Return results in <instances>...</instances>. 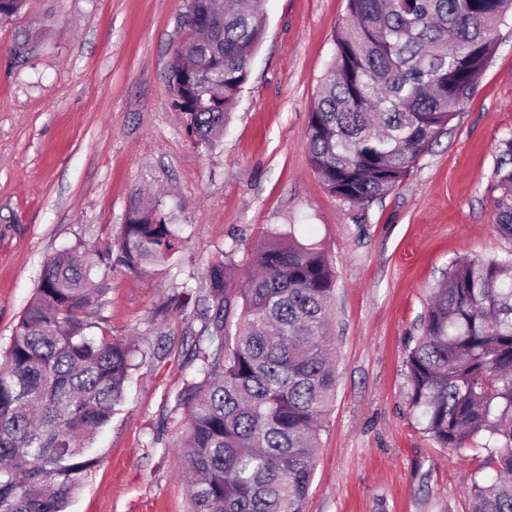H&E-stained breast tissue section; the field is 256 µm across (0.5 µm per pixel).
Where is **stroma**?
<instances>
[{
  "mask_svg": "<svg viewBox=\"0 0 512 512\" xmlns=\"http://www.w3.org/2000/svg\"><path fill=\"white\" fill-rule=\"evenodd\" d=\"M187 0H24L0 20V350L57 251L115 240L136 203L181 224L175 264L106 270L93 319L134 337L123 414L67 512H188L176 397L202 323L154 316L174 286L204 284L231 244L247 265L293 231L336 269V393L305 512H468L489 452L440 448L410 406L406 360L452 261L512 256L496 175L512 140V14L471 95L409 176L361 209L324 188L305 147L309 112L347 0H266L250 78L217 145L192 146L169 65Z\"/></svg>",
  "mask_w": 512,
  "mask_h": 512,
  "instance_id": "obj_1",
  "label": "stroma"
}]
</instances>
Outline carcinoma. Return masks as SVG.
<instances>
[{
    "label": "carcinoma",
    "mask_w": 512,
    "mask_h": 512,
    "mask_svg": "<svg viewBox=\"0 0 512 512\" xmlns=\"http://www.w3.org/2000/svg\"><path fill=\"white\" fill-rule=\"evenodd\" d=\"M264 3L188 0L185 14L210 25L178 45L169 83L197 149L216 145L249 79ZM347 6L306 147L328 192L365 208L408 176L470 96L512 0ZM496 173V224L512 235V141ZM182 245L179 225L138 204L104 251L46 260L0 357V512H64L101 461L95 437L121 410L136 345L92 321L106 292L98 262L137 273ZM233 254L207 266L206 287L185 283L156 311L190 310L203 321L177 397L188 421L178 457L191 512H304L336 389V272L290 232L267 234L244 272ZM406 366L412 408L438 447L482 437L494 448L496 476L472 484L470 512H512V258L451 263Z\"/></svg>",
    "instance_id": "cac0c4a2"
}]
</instances>
